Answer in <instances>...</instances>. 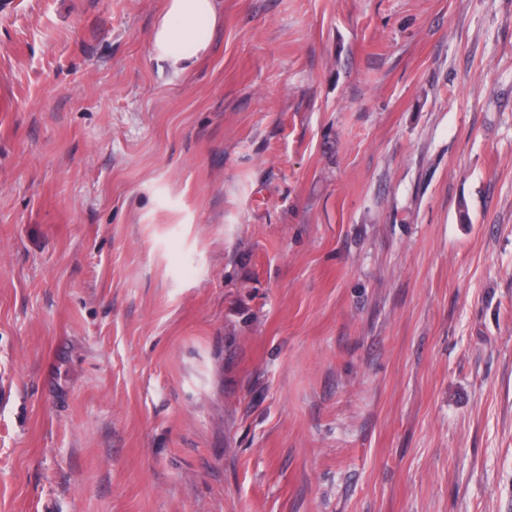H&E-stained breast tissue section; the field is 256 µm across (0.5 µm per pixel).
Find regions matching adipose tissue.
Returning a JSON list of instances; mask_svg holds the SVG:
<instances>
[{"label":"adipose tissue","instance_id":"obj_1","mask_svg":"<svg viewBox=\"0 0 512 512\" xmlns=\"http://www.w3.org/2000/svg\"><path fill=\"white\" fill-rule=\"evenodd\" d=\"M218 19V0H167L151 33L155 55L174 72L188 71L207 52Z\"/></svg>","mask_w":512,"mask_h":512}]
</instances>
